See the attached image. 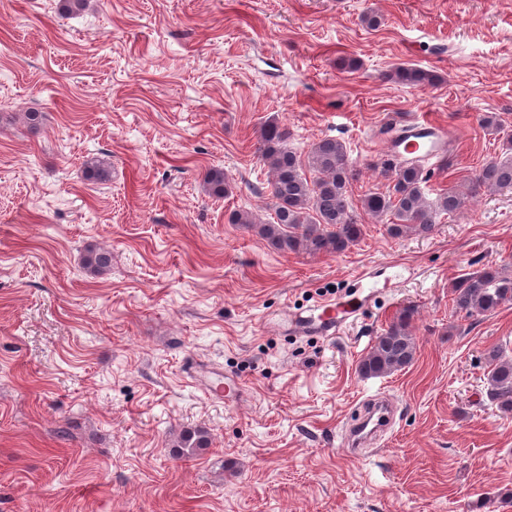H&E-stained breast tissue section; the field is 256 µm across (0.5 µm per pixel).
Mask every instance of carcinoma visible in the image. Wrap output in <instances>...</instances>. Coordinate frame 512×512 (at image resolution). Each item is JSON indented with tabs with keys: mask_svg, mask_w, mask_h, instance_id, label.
I'll return each mask as SVG.
<instances>
[{
	"mask_svg": "<svg viewBox=\"0 0 512 512\" xmlns=\"http://www.w3.org/2000/svg\"><path fill=\"white\" fill-rule=\"evenodd\" d=\"M411 85L434 82L428 71L403 64L387 74ZM291 132L277 121H269L261 129L256 154L269 173L268 189L274 200V216L261 221L249 214L233 213L234 224H248L257 230L267 245L280 253L336 254L349 249L363 236L364 224L357 211L380 221L395 238L431 235L443 215H456L466 206L467 194L455 189L430 199L424 185L431 170L417 162L395 165L386 159L380 164L383 177L393 182L385 192H369L355 209L349 199V186L356 169L346 146L334 138H323L299 154L288 148ZM505 157L487 161L471 181L470 192H496L512 187V143ZM87 178L105 182L110 178L109 166L91 159ZM205 191L214 197L229 195L230 184L224 169L211 168L203 179ZM82 266L94 275L110 271L112 253L91 247L82 256ZM448 293L452 306L467 315H486L512 305V273L502 268L487 267L467 273L451 283ZM412 311L404 309L376 337L362 357L359 372L363 377L392 374L409 366L416 354L417 343L410 332ZM486 396L491 405L505 416H512V358L502 348H492L486 356ZM209 443L203 429H186L176 447L192 452Z\"/></svg>",
	"mask_w": 512,
	"mask_h": 512,
	"instance_id": "cac0c4a2",
	"label": "carcinoma"
}]
</instances>
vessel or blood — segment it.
<instances>
[{"instance_id":"b4317fda","label":"vessel or blood","mask_w":512,"mask_h":512,"mask_svg":"<svg viewBox=\"0 0 512 512\" xmlns=\"http://www.w3.org/2000/svg\"><path fill=\"white\" fill-rule=\"evenodd\" d=\"M386 149L393 161L405 162L423 156L446 155L453 141L447 130L429 119L412 115L393 120L384 132ZM354 314L353 309L338 304L321 305L318 317L291 316V324L302 333L323 336L334 335ZM364 414L347 443L352 447L365 445L377 434L386 431L392 419V401L382 393H375L361 403Z\"/></svg>"}]
</instances>
